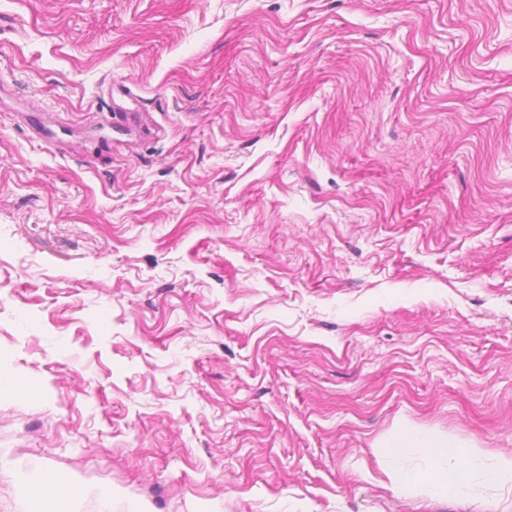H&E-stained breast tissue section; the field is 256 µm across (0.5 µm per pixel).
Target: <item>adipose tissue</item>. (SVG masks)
Listing matches in <instances>:
<instances>
[{"mask_svg": "<svg viewBox=\"0 0 512 512\" xmlns=\"http://www.w3.org/2000/svg\"><path fill=\"white\" fill-rule=\"evenodd\" d=\"M411 448L427 449L432 457L445 460L457 457L458 464L454 468L436 469L429 477H421L406 473L399 469H389L386 477L390 484L400 493L416 495L422 493L424 486L443 490H460L466 485L469 472L474 468H482L485 478L496 485L512 483V455L497 457L492 463H485L480 449L469 448L464 453H457L456 441L445 434L420 432L405 425L395 428L381 443L376 451L388 457H398Z\"/></svg>", "mask_w": 512, "mask_h": 512, "instance_id": "obj_1", "label": "adipose tissue"}]
</instances>
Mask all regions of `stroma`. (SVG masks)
I'll use <instances>...</instances> for the list:
<instances>
[{"label":"stroma","instance_id":"obj_1","mask_svg":"<svg viewBox=\"0 0 512 512\" xmlns=\"http://www.w3.org/2000/svg\"><path fill=\"white\" fill-rule=\"evenodd\" d=\"M0 377V512H512L374 452L512 454V0H0ZM459 444L446 434L419 432L406 425L395 428L375 449L378 454L399 457L408 448H427L437 460L456 457L459 464L452 469L438 468L428 478L406 473L400 469H389L385 475L390 484L400 493L417 495L424 493L422 486L442 490H462L471 469L481 467L485 478L492 484L512 483V455L497 457L491 464L484 465V456L479 448H467L463 454L456 451Z\"/></svg>","mask_w":512,"mask_h":512}]
</instances>
